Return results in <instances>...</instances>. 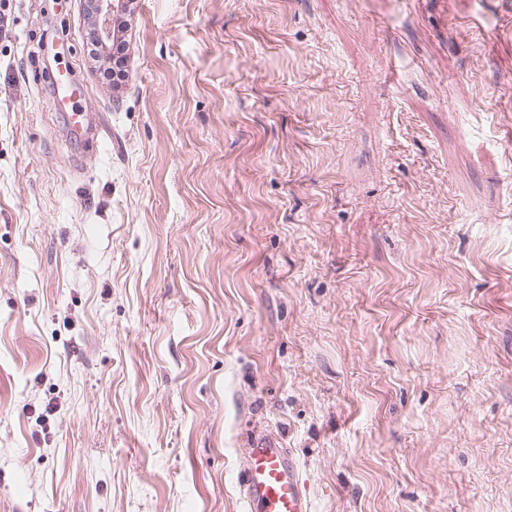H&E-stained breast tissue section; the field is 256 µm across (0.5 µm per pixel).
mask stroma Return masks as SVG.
I'll list each match as a JSON object with an SVG mask.
<instances>
[{
	"label": "stroma",
	"instance_id": "35a3bbf8",
	"mask_svg": "<svg viewBox=\"0 0 512 512\" xmlns=\"http://www.w3.org/2000/svg\"><path fill=\"white\" fill-rule=\"evenodd\" d=\"M0 9V512H512V0ZM95 5V26L97 28V37L99 47L105 51L109 42L117 44L119 38L116 37L115 30H112V0H92ZM57 85V98L55 101L59 104L64 103L71 108V115L67 116L66 114H62L66 120L67 125L71 129V131L78 133L80 131L81 125L79 124V120L73 122L74 116L79 115L81 109L75 107L74 100L77 99L76 91L70 89L68 86L62 84L59 80H56ZM236 477L242 512L313 511L293 451L271 433L254 435Z\"/></svg>",
	"mask_w": 512,
	"mask_h": 512
}]
</instances>
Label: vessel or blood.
<instances>
[{
    "label": "vessel or blood",
    "mask_w": 512,
    "mask_h": 512,
    "mask_svg": "<svg viewBox=\"0 0 512 512\" xmlns=\"http://www.w3.org/2000/svg\"><path fill=\"white\" fill-rule=\"evenodd\" d=\"M236 482L242 512H312L294 453L273 434L254 435L238 461Z\"/></svg>",
    "instance_id": "obj_1"
}]
</instances>
